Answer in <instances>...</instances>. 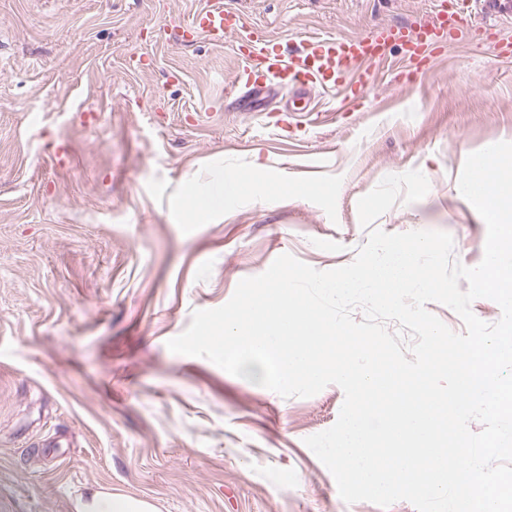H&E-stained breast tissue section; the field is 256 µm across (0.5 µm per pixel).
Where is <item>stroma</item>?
<instances>
[{"instance_id": "35a3bbf8", "label": "stroma", "mask_w": 512, "mask_h": 512, "mask_svg": "<svg viewBox=\"0 0 512 512\" xmlns=\"http://www.w3.org/2000/svg\"><path fill=\"white\" fill-rule=\"evenodd\" d=\"M207 3L0 0V512H74L98 486L156 512H415L344 502L306 446L338 385L285 398L166 343L278 256L333 270L373 229L449 233L479 265L456 185L512 142V13L447 0L462 36L434 68L398 75L394 49L354 111L312 90L265 113L224 95L231 44L168 38ZM223 3L290 40L412 28L436 0ZM228 169L259 191L195 220Z\"/></svg>"}]
</instances>
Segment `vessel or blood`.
<instances>
[{"label":"vessel or blood","instance_id":"b4317fda","mask_svg":"<svg viewBox=\"0 0 512 512\" xmlns=\"http://www.w3.org/2000/svg\"><path fill=\"white\" fill-rule=\"evenodd\" d=\"M456 25L455 15L443 8L415 29L380 25L360 36L305 37L282 43L263 27L245 25L239 12L225 7L222 0H211L194 14L189 29L217 45L232 39L242 62L235 82L248 91L260 92L273 82L311 85L342 93L353 106L360 92L372 85L374 67L391 46H400L405 70L428 67L454 40Z\"/></svg>","mask_w":512,"mask_h":512}]
</instances>
